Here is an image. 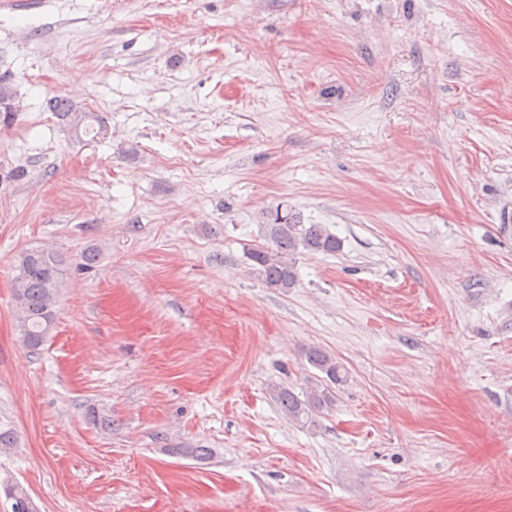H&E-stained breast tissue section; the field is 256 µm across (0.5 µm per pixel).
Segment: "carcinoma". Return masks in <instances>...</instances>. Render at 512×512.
<instances>
[{
	"label": "carcinoma",
	"instance_id": "carcinoma-1",
	"mask_svg": "<svg viewBox=\"0 0 512 512\" xmlns=\"http://www.w3.org/2000/svg\"><path fill=\"white\" fill-rule=\"evenodd\" d=\"M17 99L10 76L0 74V122L9 123L13 113L4 105ZM58 122L79 136L102 133L105 127L97 119L99 129L89 124L92 113L86 112L66 99L50 98L46 102ZM266 225L268 243L249 250L247 258L253 263L262 281L282 292L296 286L298 268L296 257L303 254H331L341 250L342 242L325 224H302L280 212L270 214ZM68 273L67 260L49 250L35 249L20 253L14 265L13 299L18 312L19 333L23 345L38 350L49 336L60 310V291ZM306 363L316 370L310 385L302 392L279 386L273 397L288 418L301 425H311L315 416L330 410L335 404L333 387L347 381L348 372L336 356L320 346L302 349Z\"/></svg>",
	"mask_w": 512,
	"mask_h": 512
}]
</instances>
